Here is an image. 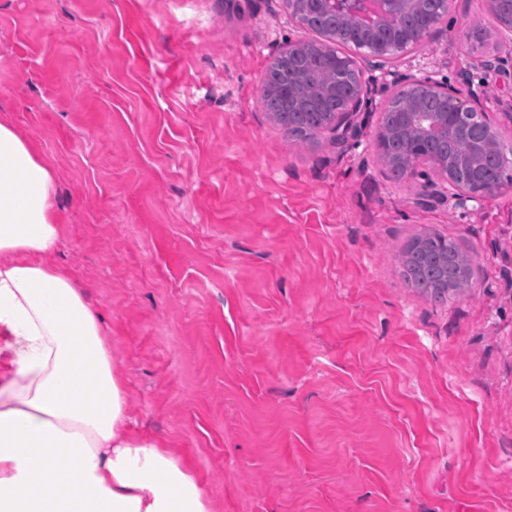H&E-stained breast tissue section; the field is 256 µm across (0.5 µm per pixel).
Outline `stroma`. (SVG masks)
<instances>
[{
	"label": "stroma",
	"mask_w": 512,
	"mask_h": 512,
	"mask_svg": "<svg viewBox=\"0 0 512 512\" xmlns=\"http://www.w3.org/2000/svg\"><path fill=\"white\" fill-rule=\"evenodd\" d=\"M309 37L283 0H0V120L55 174L54 262L104 318L134 430L210 512H512V187L421 207L376 158L407 75L467 82L512 137L485 67L512 33L450 0L410 52H356L373 91L346 146L290 143L261 106ZM423 232L475 261L442 305L400 273Z\"/></svg>",
	"instance_id": "stroma-1"
}]
</instances>
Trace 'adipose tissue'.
Segmentation results:
<instances>
[{
  "label": "adipose tissue",
  "instance_id": "adipose-tissue-1",
  "mask_svg": "<svg viewBox=\"0 0 512 512\" xmlns=\"http://www.w3.org/2000/svg\"><path fill=\"white\" fill-rule=\"evenodd\" d=\"M54 192L0 121V512H209L190 465L130 431L104 321L52 262Z\"/></svg>",
  "mask_w": 512,
  "mask_h": 512
}]
</instances>
